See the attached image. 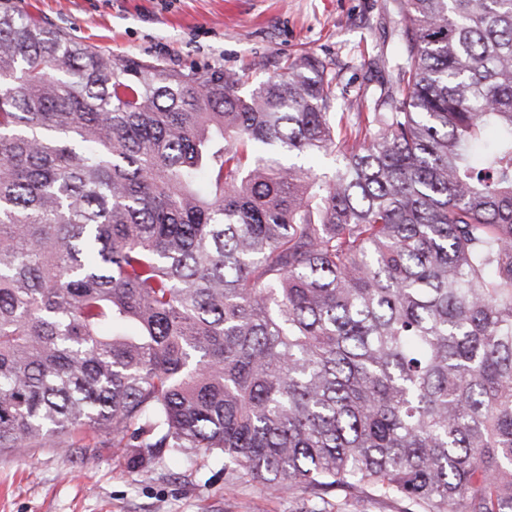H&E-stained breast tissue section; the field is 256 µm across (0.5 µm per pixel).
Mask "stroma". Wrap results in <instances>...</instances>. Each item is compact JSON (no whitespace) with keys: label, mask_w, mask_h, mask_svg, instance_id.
I'll use <instances>...</instances> for the list:
<instances>
[{"label":"stroma","mask_w":512,"mask_h":512,"mask_svg":"<svg viewBox=\"0 0 512 512\" xmlns=\"http://www.w3.org/2000/svg\"><path fill=\"white\" fill-rule=\"evenodd\" d=\"M400 0H0L116 61L242 74V95L309 52L336 65V109L364 112L394 87ZM224 477L214 456L146 448L0 450V512H305Z\"/></svg>","instance_id":"35a3bbf8"}]
</instances>
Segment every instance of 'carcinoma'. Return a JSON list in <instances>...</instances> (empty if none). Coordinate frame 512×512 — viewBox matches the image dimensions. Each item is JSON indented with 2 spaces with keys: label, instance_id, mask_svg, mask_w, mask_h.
<instances>
[{
  "label": "carcinoma",
  "instance_id": "1",
  "mask_svg": "<svg viewBox=\"0 0 512 512\" xmlns=\"http://www.w3.org/2000/svg\"><path fill=\"white\" fill-rule=\"evenodd\" d=\"M400 13L346 114L307 53L243 96L0 13V448L512 512V0Z\"/></svg>",
  "mask_w": 512,
  "mask_h": 512
}]
</instances>
